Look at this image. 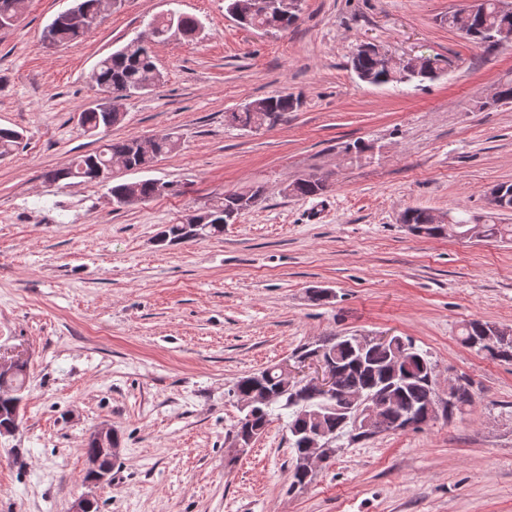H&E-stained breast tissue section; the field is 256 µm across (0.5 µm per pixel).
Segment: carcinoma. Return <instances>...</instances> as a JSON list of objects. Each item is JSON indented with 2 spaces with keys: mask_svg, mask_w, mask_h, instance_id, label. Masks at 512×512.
<instances>
[{
  "mask_svg": "<svg viewBox=\"0 0 512 512\" xmlns=\"http://www.w3.org/2000/svg\"><path fill=\"white\" fill-rule=\"evenodd\" d=\"M101 0H79V10L84 20L76 22L64 14H59L46 27L48 35L58 44H65L81 38L87 30L99 23L98 13ZM293 0H273V7L258 8L242 22L246 28H262L264 30H286L295 24L296 12L292 11ZM448 28L460 33L475 44L490 50L495 43L488 37L498 31L505 30L512 34V14L498 12L496 0H480L477 9L469 12L453 11L444 18ZM351 65L358 77L369 84L383 85L391 82L412 83L432 80L437 76L436 62L430 58L424 61L418 71L403 73L385 67L376 55L360 52L351 60ZM155 68L152 51L146 45L133 38L123 47L97 62L99 82L114 91L122 92V97H132L144 91L142 78ZM300 99L286 92H279L250 102L243 108L229 112L225 121L237 128L254 129L264 125L272 126L281 121L288 113L296 111ZM120 118L98 106H89L79 113L78 123L86 132L95 135L102 128L106 129ZM22 140V134L13 129L0 128V157L11 154ZM135 139H116L105 142L101 149L75 157L70 166L47 174L51 181L80 179L92 181L91 164L102 166L111 159L125 160L135 169L148 166L159 155L174 151L179 143V136L168 134L160 138L149 155H142L134 150ZM291 193L295 197H311L322 194L325 187L321 186V177L310 173L290 184ZM131 192L140 198L158 196L156 180L148 179L135 182L117 183L112 186V195L123 196ZM262 196L260 188H249L241 191L224 193L222 201L209 206L204 213L213 214L218 210H226L234 205L235 199L248 197L258 200ZM414 229L427 238H441L442 227L433 224L430 210L422 207H409L404 212ZM500 210L490 211L483 222L485 237L488 239H512V224L498 221ZM224 216L218 215L202 224H170L158 236L162 245L203 241L207 238L220 236L224 233ZM492 325L479 320L469 322L462 331L461 342L468 348L499 360L512 361V341L499 344L490 349L483 343L485 331ZM325 358L333 365L336 372L338 394L345 401H350L353 394L378 395L389 403L383 413L382 431H387L390 424L401 416L413 421L415 428L436 419L432 414V406L436 402V382L433 377V362L427 354L412 348L408 358L400 362L393 350L388 347L358 348L352 336H338L324 352ZM27 377V362L16 364L9 377L0 374V425L14 428L21 422V389ZM235 397L260 398L256 411L250 420L237 421L234 433L250 426L258 433H263L272 421L273 412L277 409L287 411L286 427L289 448L294 460H299L305 451L304 445L307 430L318 428L325 434L324 441L330 445L336 438L343 435L352 440H365L371 435L353 433L350 422L339 412L336 402L322 398L305 389L288 391L278 381L275 366H269L239 378L231 389ZM472 404L471 382L465 381L454 397L452 411L461 412Z\"/></svg>",
  "mask_w": 512,
  "mask_h": 512,
  "instance_id": "carcinoma-1",
  "label": "carcinoma"
}]
</instances>
